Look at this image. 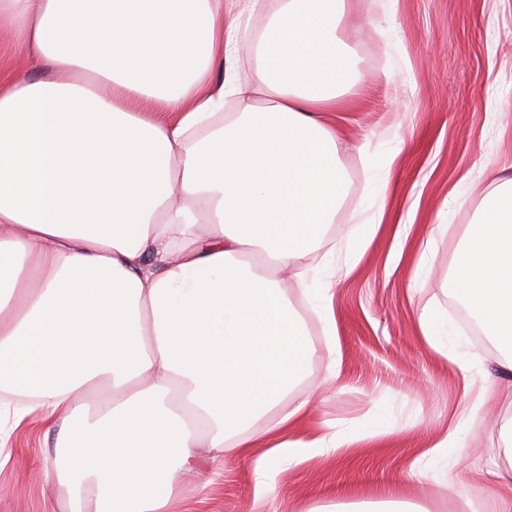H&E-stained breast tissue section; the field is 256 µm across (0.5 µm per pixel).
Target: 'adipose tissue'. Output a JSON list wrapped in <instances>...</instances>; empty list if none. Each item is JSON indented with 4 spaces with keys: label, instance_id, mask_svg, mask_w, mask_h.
<instances>
[{
    "label": "adipose tissue",
    "instance_id": "obj_1",
    "mask_svg": "<svg viewBox=\"0 0 512 512\" xmlns=\"http://www.w3.org/2000/svg\"><path fill=\"white\" fill-rule=\"evenodd\" d=\"M264 7L0 0L29 59L0 75V384L30 398L0 410V459L28 417L55 429L70 512H174L200 458L228 454L254 456L262 505L270 460L390 430L288 438L309 412L285 398L310 342L277 275L333 339L336 281L361 258L308 264L348 193L319 115L353 86V55L336 35L346 0H281L252 78L207 81L235 58L241 17ZM228 94L237 111L224 112ZM450 281L512 373V178L483 197ZM417 325L476 392L431 447L466 459L461 433L483 428L491 374L448 353L434 304Z\"/></svg>",
    "mask_w": 512,
    "mask_h": 512
}]
</instances>
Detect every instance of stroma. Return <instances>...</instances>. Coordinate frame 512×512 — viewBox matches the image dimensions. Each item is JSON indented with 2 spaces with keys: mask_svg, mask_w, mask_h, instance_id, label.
<instances>
[{
  "mask_svg": "<svg viewBox=\"0 0 512 512\" xmlns=\"http://www.w3.org/2000/svg\"><path fill=\"white\" fill-rule=\"evenodd\" d=\"M281 0L252 18L234 62L235 77L250 75L258 43ZM355 53L359 78L339 112L322 113L341 142L348 196L327 232L336 256H363L337 282L334 307L341 365L330 370L324 338L310 304L296 288L288 297L310 330L312 349L289 400L310 398L312 409L293 431L303 439L331 424L356 432L393 424L391 434L351 449L349 458L326 454L272 467L275 492L254 502V460L228 457L203 463L200 484L184 485L176 512H313L336 503L410 502L425 512H512V472L484 448L512 406L500 405L481 430V445L462 464L428 449L452 426L472 397L448 358L418 334V314L434 301L454 330L450 349L488 364L493 349L464 324L448 283L457 247L492 190L512 164V0H351L339 31ZM373 140L374 162L363 167L357 149ZM381 217L369 245L362 221ZM444 223L433 249L415 241ZM410 227L395 240L392 225ZM425 277L411 278L416 265ZM12 458L0 467V512H68V496L54 473L55 450L37 424L11 433ZM427 470L412 477L414 462ZM455 470L448 490L434 477Z\"/></svg>",
  "mask_w": 512,
  "mask_h": 512,
  "instance_id": "35a3bbf8",
  "label": "stroma"
}]
</instances>
